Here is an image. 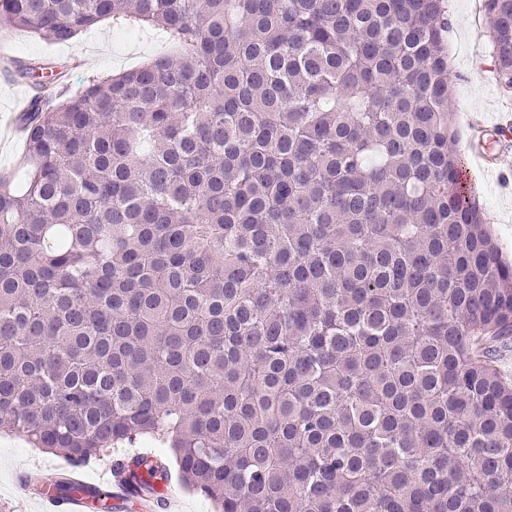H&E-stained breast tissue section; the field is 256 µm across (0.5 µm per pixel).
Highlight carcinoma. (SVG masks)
<instances>
[{"instance_id": "1", "label": "carcinoma", "mask_w": 512, "mask_h": 512, "mask_svg": "<svg viewBox=\"0 0 512 512\" xmlns=\"http://www.w3.org/2000/svg\"><path fill=\"white\" fill-rule=\"evenodd\" d=\"M106 19L172 50L72 96L14 66L0 432L75 468L158 440L128 481L215 512H512V264L458 191L443 0H0ZM172 476L179 490L177 502L179 511L176 512H214L213 507L209 501L195 493L182 488L175 474H172Z\"/></svg>"}]
</instances>
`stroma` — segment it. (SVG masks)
I'll return each instance as SVG.
<instances>
[{"mask_svg":"<svg viewBox=\"0 0 512 512\" xmlns=\"http://www.w3.org/2000/svg\"><path fill=\"white\" fill-rule=\"evenodd\" d=\"M447 4L453 97L471 106L470 111L458 109L450 115L457 132L453 148L461 161L462 190L480 203L503 259L512 263V151L505 154L497 170L486 174L473 169L464 148L470 112L484 113L492 122L512 120V88H505L495 72L490 29L477 0H447ZM169 50V44L159 38L113 29L108 20L62 44L0 28V175L15 173V161L24 150L14 123L16 106L21 98L32 95L27 84L11 76V59L48 68L59 86L74 93L91 78L135 68ZM61 464V459L31 447L21 436L0 434V504L12 512H38L29 482L44 468Z\"/></svg>","mask_w":512,"mask_h":512,"instance_id":"obj_1","label":"stroma"}]
</instances>
